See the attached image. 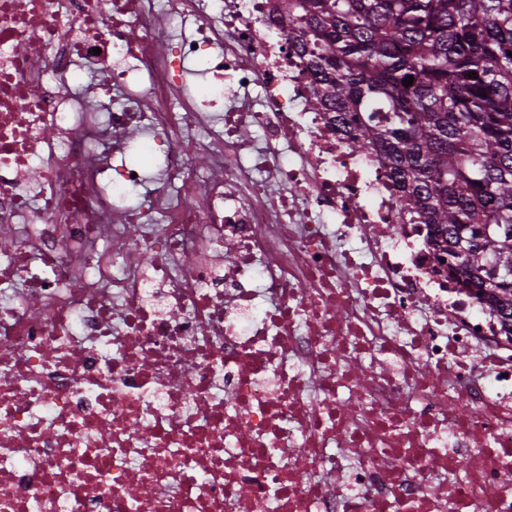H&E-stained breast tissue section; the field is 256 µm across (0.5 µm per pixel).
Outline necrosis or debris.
Wrapping results in <instances>:
<instances>
[{
    "label": "necrosis or debris",
    "instance_id": "necrosis-or-debris-1",
    "mask_svg": "<svg viewBox=\"0 0 512 512\" xmlns=\"http://www.w3.org/2000/svg\"><path fill=\"white\" fill-rule=\"evenodd\" d=\"M216 8L0 0V512H512V333Z\"/></svg>",
    "mask_w": 512,
    "mask_h": 512
}]
</instances>
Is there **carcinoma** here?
<instances>
[{
  "label": "carcinoma",
  "mask_w": 512,
  "mask_h": 512,
  "mask_svg": "<svg viewBox=\"0 0 512 512\" xmlns=\"http://www.w3.org/2000/svg\"><path fill=\"white\" fill-rule=\"evenodd\" d=\"M316 104L366 120L410 220L512 320V0H290ZM475 77H470V74ZM412 76L413 84L404 80Z\"/></svg>",
  "instance_id": "carcinoma-1"
}]
</instances>
